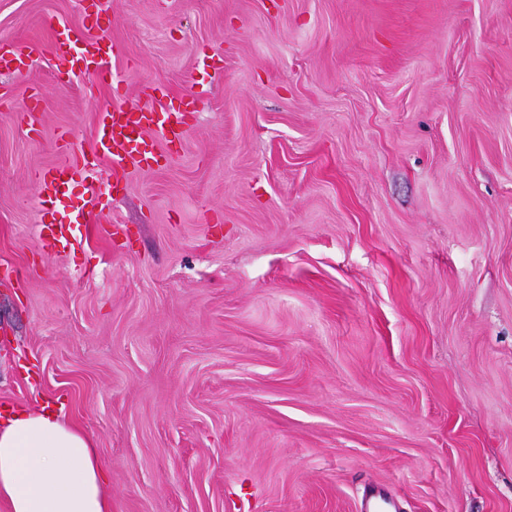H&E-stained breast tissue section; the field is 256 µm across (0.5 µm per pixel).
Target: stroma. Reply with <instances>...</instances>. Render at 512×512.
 <instances>
[{"mask_svg":"<svg viewBox=\"0 0 512 512\" xmlns=\"http://www.w3.org/2000/svg\"><path fill=\"white\" fill-rule=\"evenodd\" d=\"M95 21L120 81L58 87ZM0 45V408L63 400L112 512H512V0H0ZM148 86L204 106L43 251L58 134Z\"/></svg>","mask_w":512,"mask_h":512,"instance_id":"1","label":"stroma"}]
</instances>
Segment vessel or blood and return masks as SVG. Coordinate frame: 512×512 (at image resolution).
<instances>
[{"mask_svg": "<svg viewBox=\"0 0 512 512\" xmlns=\"http://www.w3.org/2000/svg\"><path fill=\"white\" fill-rule=\"evenodd\" d=\"M56 47L63 48L70 43H83L81 52L70 59L71 73L78 74L94 70L104 84H112L117 76L109 59L115 52L111 39L105 32L91 34L81 29L63 26L56 28L53 35ZM184 112L169 111L147 102L137 108L116 106L98 111L95 116L96 135L93 157L75 152L72 132H65L58 145V163L51 174L39 176L36 190L40 205H54L60 202L63 185L78 178L93 187L90 202L71 203L68 223L55 224L40 222L39 238L44 249L51 250L58 244L69 241L74 226H82L86 235L102 236L103 227L97 224V212L110 209L112 195L117 190V178L129 166L145 161L147 149L143 131L154 130L161 133L172 131L180 125ZM108 168L113 180L105 188L95 185L101 168Z\"/></svg>", "mask_w": 512, "mask_h": 512, "instance_id": "obj_1", "label": "vessel or blood"}]
</instances>
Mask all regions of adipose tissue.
Here are the masks:
<instances>
[{
  "instance_id": "adipose-tissue-1",
  "label": "adipose tissue",
  "mask_w": 512,
  "mask_h": 512,
  "mask_svg": "<svg viewBox=\"0 0 512 512\" xmlns=\"http://www.w3.org/2000/svg\"><path fill=\"white\" fill-rule=\"evenodd\" d=\"M92 438L46 402L0 416V504L7 512H110Z\"/></svg>"
}]
</instances>
